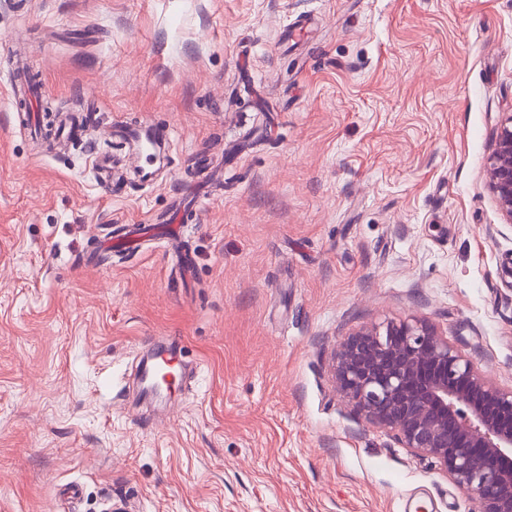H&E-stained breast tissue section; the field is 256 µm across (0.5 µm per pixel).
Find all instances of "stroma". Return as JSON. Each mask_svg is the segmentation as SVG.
I'll use <instances>...</instances> for the list:
<instances>
[{
	"label": "stroma",
	"instance_id": "obj_1",
	"mask_svg": "<svg viewBox=\"0 0 512 512\" xmlns=\"http://www.w3.org/2000/svg\"><path fill=\"white\" fill-rule=\"evenodd\" d=\"M48 107L85 142L43 154ZM511 113L512 0H0V512H474L333 364L424 319L512 386ZM121 118L168 126V165L109 199L87 149L124 157ZM138 223L160 239L101 261ZM486 176L501 218L512 224V113L500 125Z\"/></svg>",
	"mask_w": 512,
	"mask_h": 512
}]
</instances>
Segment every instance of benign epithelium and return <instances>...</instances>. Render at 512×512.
<instances>
[{
    "label": "benign epithelium",
    "mask_w": 512,
    "mask_h": 512,
    "mask_svg": "<svg viewBox=\"0 0 512 512\" xmlns=\"http://www.w3.org/2000/svg\"><path fill=\"white\" fill-rule=\"evenodd\" d=\"M512 224V113L486 170ZM338 389L403 448L439 463L476 512H512V388L498 386L425 320L390 321L340 343Z\"/></svg>",
    "instance_id": "1"
}]
</instances>
